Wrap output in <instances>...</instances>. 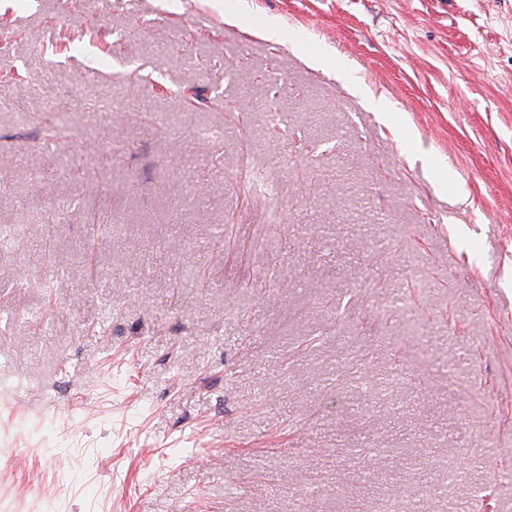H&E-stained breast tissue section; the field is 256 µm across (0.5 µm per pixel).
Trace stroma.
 <instances>
[{
    "instance_id": "1",
    "label": "stroma",
    "mask_w": 512,
    "mask_h": 512,
    "mask_svg": "<svg viewBox=\"0 0 512 512\" xmlns=\"http://www.w3.org/2000/svg\"><path fill=\"white\" fill-rule=\"evenodd\" d=\"M1 224L0 512H512V0H0ZM332 63L336 67V74L339 79L351 91L364 96L372 106L379 110L386 111L388 109V104L384 99H376L373 96L368 95L366 86L362 80L356 76V71H354L345 60L336 57V61H333Z\"/></svg>"
}]
</instances>
